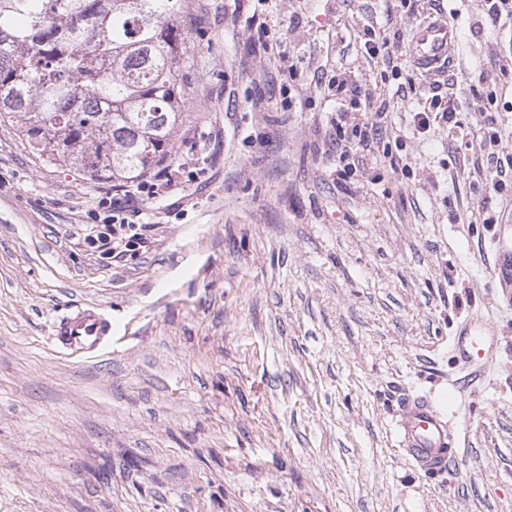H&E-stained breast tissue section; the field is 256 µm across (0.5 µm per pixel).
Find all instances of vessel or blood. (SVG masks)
Listing matches in <instances>:
<instances>
[{
	"mask_svg": "<svg viewBox=\"0 0 512 512\" xmlns=\"http://www.w3.org/2000/svg\"><path fill=\"white\" fill-rule=\"evenodd\" d=\"M458 43L456 27L444 18L431 16L413 28L408 56L423 74L441 76L446 73ZM491 281L503 289L504 299L512 302V246L499 248ZM111 328L104 315L88 309L61 321L57 336L63 345L77 346L91 353L98 349ZM496 344L494 334L478 325L461 329L453 338L454 351L474 365L488 358ZM396 429L399 445L414 468L427 474L447 472L456 456L457 440L448 418L433 400L416 397L402 401L397 410Z\"/></svg>",
	"mask_w": 512,
	"mask_h": 512,
	"instance_id": "vessel-or-blood-1",
	"label": "vessel or blood"
}]
</instances>
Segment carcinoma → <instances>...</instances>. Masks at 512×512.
Instances as JSON below:
<instances>
[{
    "mask_svg": "<svg viewBox=\"0 0 512 512\" xmlns=\"http://www.w3.org/2000/svg\"><path fill=\"white\" fill-rule=\"evenodd\" d=\"M184 0H0V120L45 163L125 183L171 156Z\"/></svg>",
    "mask_w": 512,
    "mask_h": 512,
    "instance_id": "carcinoma-1",
    "label": "carcinoma"
}]
</instances>
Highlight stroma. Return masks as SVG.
Segmentation results:
<instances>
[{
    "mask_svg": "<svg viewBox=\"0 0 512 512\" xmlns=\"http://www.w3.org/2000/svg\"><path fill=\"white\" fill-rule=\"evenodd\" d=\"M186 0L174 181L135 200L145 248L86 250L87 213L125 186L42 164L0 123V512H512V304L488 275L512 243V188L482 205L476 171L512 163V24L482 0ZM447 13L445 86L473 113L413 134L429 82L359 50L358 15L410 32ZM297 77L284 87L279 57ZM370 77L404 167L336 179L337 69ZM502 139L490 146L488 136ZM494 223H484V215ZM94 306L112 335L62 346ZM478 318L484 366L450 338ZM456 389L459 454L428 476L394 429L400 402Z\"/></svg>",
    "mask_w": 512,
    "mask_h": 512,
    "instance_id": "35a3bbf8",
    "label": "stroma"
}]
</instances>
